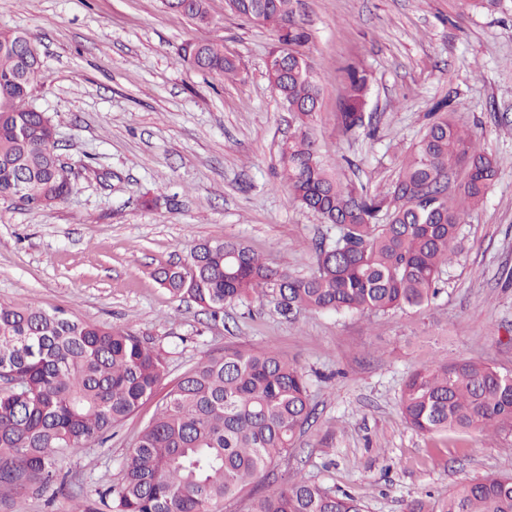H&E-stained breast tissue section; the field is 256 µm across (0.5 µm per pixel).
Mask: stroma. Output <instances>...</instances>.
<instances>
[{"label": "stroma", "mask_w": 512, "mask_h": 512, "mask_svg": "<svg viewBox=\"0 0 512 512\" xmlns=\"http://www.w3.org/2000/svg\"><path fill=\"white\" fill-rule=\"evenodd\" d=\"M209 3L213 24L198 28L160 0H0V31L26 32L40 51L45 78L31 103L52 118L74 186L40 210L0 198V301L128 329L166 351L170 381L227 349L272 347L301 368L313 417L273 477L224 512H248L269 480L295 473L369 512H405L461 479L512 472L511 435H423L399 406L408 374L437 358L512 373V0L495 11L474 0H294L322 92L314 132L343 181L385 192L432 106L448 98L502 165L424 309L288 318L266 296L216 319L169 294L154 270L200 241L231 240L306 275L316 243L336 231L289 200L280 151L294 125L266 75L273 32L224 0ZM210 39L235 59V79L219 83L180 61L185 43ZM352 68L370 80L371 136L337 125ZM148 193L158 207L144 206ZM155 408L146 402L107 442L60 457L66 484L28 495V512H110L99 493L120 484Z\"/></svg>", "instance_id": "1"}]
</instances>
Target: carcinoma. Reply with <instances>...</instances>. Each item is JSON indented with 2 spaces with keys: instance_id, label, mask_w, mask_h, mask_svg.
Instances as JSON below:
<instances>
[{
  "instance_id": "obj_1",
  "label": "carcinoma",
  "mask_w": 512,
  "mask_h": 512,
  "mask_svg": "<svg viewBox=\"0 0 512 512\" xmlns=\"http://www.w3.org/2000/svg\"><path fill=\"white\" fill-rule=\"evenodd\" d=\"M231 14L268 26L288 47V65L267 70L296 128L282 150L290 201L336 227L318 247L317 268L295 276L239 241L198 243L188 259L155 272L174 296H189L213 317L224 307L272 294L283 315L301 311L386 314L419 310L460 253L467 216L500 171L456 120L454 100L437 102L430 122L384 195H368L327 169L312 122L321 88L301 48L309 33L292 0H225ZM198 27L212 25L207 0H162ZM179 57L222 81L237 72L224 42H189ZM43 77L37 46L24 32H0V197L21 189L29 206L52 207L72 192L52 145V120L29 104ZM338 121L364 127L368 77L348 76ZM464 181L447 193L449 173ZM166 375L165 353L135 333L91 324L65 310L0 302V490L13 512L29 493L64 484L61 454L104 442L151 400ZM407 425L421 434H512V374L469 358L434 360L407 376L400 395ZM312 408L305 374L275 349H226L171 386L122 463L113 512H221L259 474L288 454ZM249 512H367L347 493L295 474L251 500ZM405 512H512V474L458 482L434 501L414 498Z\"/></svg>"
}]
</instances>
